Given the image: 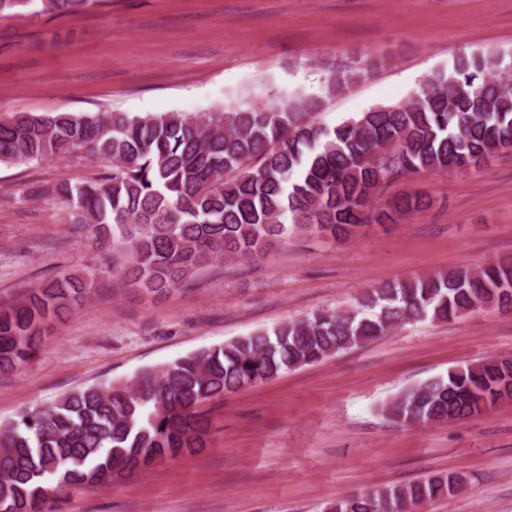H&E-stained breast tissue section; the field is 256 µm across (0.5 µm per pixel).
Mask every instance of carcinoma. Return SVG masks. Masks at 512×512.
<instances>
[{
  "instance_id": "cac0c4a2",
  "label": "carcinoma",
  "mask_w": 512,
  "mask_h": 512,
  "mask_svg": "<svg viewBox=\"0 0 512 512\" xmlns=\"http://www.w3.org/2000/svg\"><path fill=\"white\" fill-rule=\"evenodd\" d=\"M101 0H0V17L31 11L86 15ZM321 103L269 95L257 107L181 112L16 113L0 119V164L89 157L90 180L41 194L93 231L97 250L128 244L127 288L162 294L215 261H246L288 238V224L348 239L372 222L395 224L427 198L378 195L413 174L477 171L512 149V62L496 53L454 59L408 102L376 106L333 128ZM99 268L56 280L0 306V372L38 352L50 322L95 288ZM512 305V260L385 283L348 310L311 313L209 347L133 382L76 388L42 411L0 422V512H52L59 488L114 483L156 460L207 447L201 406L281 373L365 345L421 319L450 322ZM512 400V357H491L423 380L385 403L396 424H446ZM461 478L432 475L342 498L328 512H398L456 496Z\"/></svg>"
}]
</instances>
